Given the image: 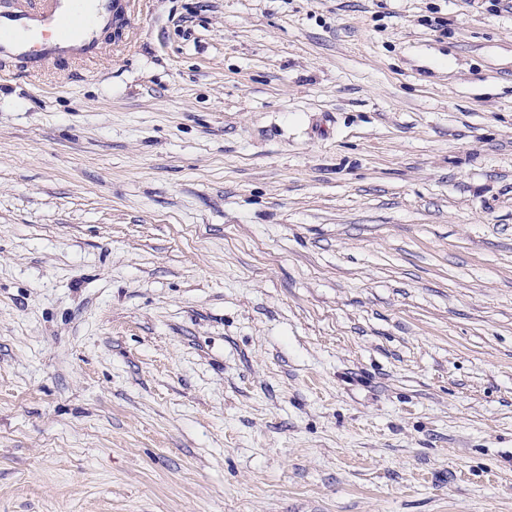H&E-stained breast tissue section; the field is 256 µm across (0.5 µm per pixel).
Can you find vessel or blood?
Returning <instances> with one entry per match:
<instances>
[{"label": "vessel or blood", "instance_id": "obj_1", "mask_svg": "<svg viewBox=\"0 0 512 512\" xmlns=\"http://www.w3.org/2000/svg\"><path fill=\"white\" fill-rule=\"evenodd\" d=\"M121 0H0V61L27 70L61 59H91Z\"/></svg>", "mask_w": 512, "mask_h": 512}]
</instances>
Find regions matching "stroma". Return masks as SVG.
<instances>
[{
    "label": "stroma",
    "instance_id": "35a3bbf8",
    "mask_svg": "<svg viewBox=\"0 0 512 512\" xmlns=\"http://www.w3.org/2000/svg\"><path fill=\"white\" fill-rule=\"evenodd\" d=\"M101 40L0 64V512H512V0Z\"/></svg>",
    "mask_w": 512,
    "mask_h": 512
}]
</instances>
